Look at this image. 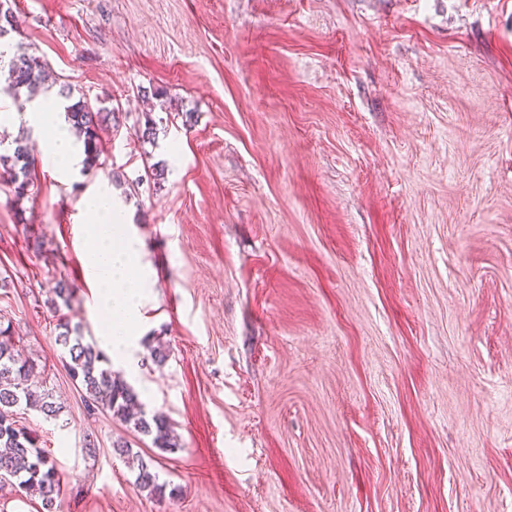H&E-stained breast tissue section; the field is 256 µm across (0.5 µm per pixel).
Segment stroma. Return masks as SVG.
I'll use <instances>...</instances> for the list:
<instances>
[{"mask_svg": "<svg viewBox=\"0 0 512 512\" xmlns=\"http://www.w3.org/2000/svg\"><path fill=\"white\" fill-rule=\"evenodd\" d=\"M11 3L42 96L114 114L106 167L0 191V315L59 408L20 416L53 512H512V0ZM104 187L154 270L139 336L171 353L140 347L130 383L172 453L87 412L55 343L61 277L99 336ZM118 439L179 495L139 490ZM74 292V288L66 279L63 277L56 279L52 288L49 289V298L47 299V304L53 313L56 314L60 311L59 301L64 307L69 308Z\"/></svg>", "mask_w": 512, "mask_h": 512, "instance_id": "35a3bbf8", "label": "stroma"}]
</instances>
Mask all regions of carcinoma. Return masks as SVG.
<instances>
[{"mask_svg": "<svg viewBox=\"0 0 512 512\" xmlns=\"http://www.w3.org/2000/svg\"><path fill=\"white\" fill-rule=\"evenodd\" d=\"M8 2L0 0V39L18 25ZM43 73L39 57L33 54H17L7 62L0 59V74L4 76L0 94L11 97L16 110L24 112L31 97L21 98L20 91H32ZM65 116L82 140L87 169L106 165L100 132L108 127L111 113L95 110L88 101L79 99L65 106ZM14 144L12 152L0 153V184L19 200L30 185L34 158L25 139H16ZM73 297L74 288L61 277L49 289L47 304L58 315L61 332L56 343L61 346V358L69 375L84 392L88 411L107 413L135 432L151 437L154 447L161 451L178 448L169 421L161 415L146 417L139 395L127 381L112 373L105 353L95 344L83 342L79 326H71L60 314V306H70ZM37 369L36 361L22 356L15 347L11 326L5 327L0 321V482H18L19 489L41 499L49 512L60 494L61 476L46 451L38 446L36 433L17 420V409L21 407L35 409L47 417L59 410L52 402V394L34 381ZM112 447L136 472L135 484L140 490L159 498L165 496L166 484L158 482L157 472L140 455L132 453L127 442L116 441Z\"/></svg>", "mask_w": 512, "mask_h": 512, "instance_id": "carcinoma-1", "label": "carcinoma"}]
</instances>
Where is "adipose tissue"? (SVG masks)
I'll return each mask as SVG.
<instances>
[{
	"label": "adipose tissue",
	"mask_w": 512,
	"mask_h": 512,
	"mask_svg": "<svg viewBox=\"0 0 512 512\" xmlns=\"http://www.w3.org/2000/svg\"><path fill=\"white\" fill-rule=\"evenodd\" d=\"M35 119L46 133L44 163L62 169L76 164L78 153L52 102H44ZM82 206L91 220L83 246L95 308L112 316L111 322L103 324L101 337L113 362L124 365L130 360L134 337L143 321L149 273L142 262L138 238L124 229L126 211L122 203L100 189L85 197Z\"/></svg>",
	"instance_id": "adipose-tissue-1"
}]
</instances>
